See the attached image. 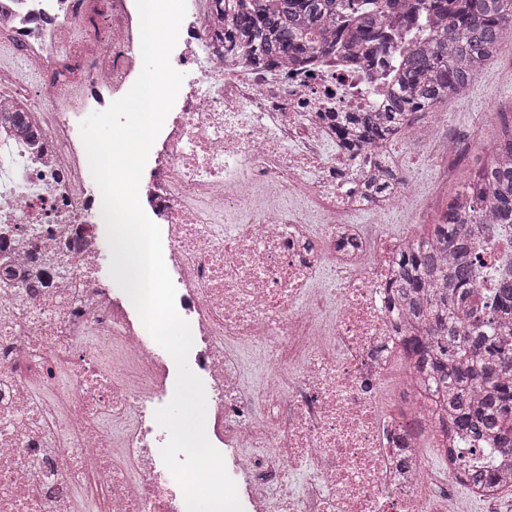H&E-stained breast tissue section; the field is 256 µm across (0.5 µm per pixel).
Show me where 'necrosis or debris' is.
I'll return each instance as SVG.
<instances>
[{
    "label": "necrosis or debris",
    "mask_w": 512,
    "mask_h": 512,
    "mask_svg": "<svg viewBox=\"0 0 512 512\" xmlns=\"http://www.w3.org/2000/svg\"><path fill=\"white\" fill-rule=\"evenodd\" d=\"M0 38L42 73L32 89L0 74V512H183L155 418L175 361L102 280L80 135L141 71L135 0H0ZM170 58L183 81L139 192L241 505L439 512L428 392L387 302L404 240L362 226L409 209L414 182L366 197L374 152L336 141L335 113L382 109L372 57L258 65L225 42L216 0H188Z\"/></svg>",
    "instance_id": "1"
}]
</instances>
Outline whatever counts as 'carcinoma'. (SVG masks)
<instances>
[{
  "instance_id": "carcinoma-1",
  "label": "carcinoma",
  "mask_w": 512,
  "mask_h": 512,
  "mask_svg": "<svg viewBox=\"0 0 512 512\" xmlns=\"http://www.w3.org/2000/svg\"><path fill=\"white\" fill-rule=\"evenodd\" d=\"M224 40L290 59L351 37L400 55V83L381 112H355L340 141L365 149L394 142L419 116L454 100L512 35V0H224ZM399 180L382 168L374 198ZM512 239V115L500 113L490 161L464 179L426 234L394 262L389 290L406 326L407 358L427 377L447 449L472 467L473 483L494 486L496 448L512 450V260L475 256V243Z\"/></svg>"
}]
</instances>
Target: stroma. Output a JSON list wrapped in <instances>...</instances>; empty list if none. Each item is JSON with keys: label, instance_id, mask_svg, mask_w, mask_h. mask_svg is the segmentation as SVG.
Here are the masks:
<instances>
[{"label": "stroma", "instance_id": "35a3bbf8", "mask_svg": "<svg viewBox=\"0 0 512 512\" xmlns=\"http://www.w3.org/2000/svg\"><path fill=\"white\" fill-rule=\"evenodd\" d=\"M512 110V37H506L497 60L470 86L466 96L447 104L433 125L432 133L398 143L396 150L419 182L433 183L432 194L422 200L418 209V231H428L438 213L445 207L458 183L466 175L483 166L491 155L497 129L496 113ZM454 136L465 154L450 162L434 157L429 139Z\"/></svg>", "mask_w": 512, "mask_h": 512}]
</instances>
